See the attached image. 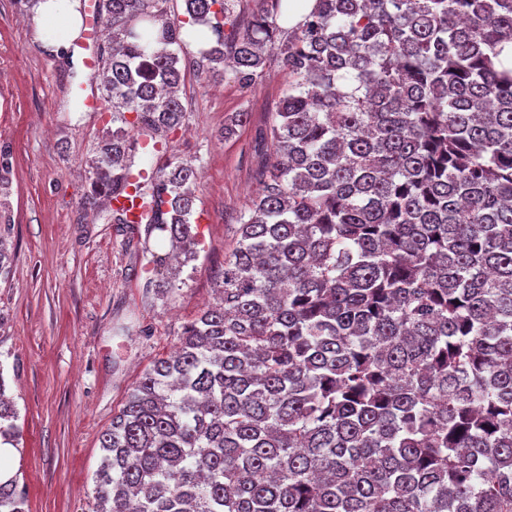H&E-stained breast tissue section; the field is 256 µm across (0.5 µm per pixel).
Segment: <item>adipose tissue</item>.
Here are the masks:
<instances>
[{
  "label": "adipose tissue",
  "mask_w": 512,
  "mask_h": 512,
  "mask_svg": "<svg viewBox=\"0 0 512 512\" xmlns=\"http://www.w3.org/2000/svg\"><path fill=\"white\" fill-rule=\"evenodd\" d=\"M80 27L73 0H39L34 9L36 39L50 53L66 52L77 39Z\"/></svg>",
  "instance_id": "ef3b65f1"
}]
</instances>
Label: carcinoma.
Returning <instances> with one entry per match:
<instances>
[{
  "label": "carcinoma",
  "mask_w": 512,
  "mask_h": 512,
  "mask_svg": "<svg viewBox=\"0 0 512 512\" xmlns=\"http://www.w3.org/2000/svg\"><path fill=\"white\" fill-rule=\"evenodd\" d=\"M166 2L99 0L116 128L83 208L182 124L186 26L215 36L204 78L249 86L274 54L288 87L219 304L100 436L96 512H512V0H315L292 30L283 0L243 25ZM198 177L173 159L139 189L156 266L195 259ZM16 420L0 366V445ZM25 506L0 481V512Z\"/></svg>",
  "instance_id": "1"
}]
</instances>
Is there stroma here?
<instances>
[{"mask_svg": "<svg viewBox=\"0 0 512 512\" xmlns=\"http://www.w3.org/2000/svg\"><path fill=\"white\" fill-rule=\"evenodd\" d=\"M32 16L28 0H0V148L10 152L12 181L0 220L14 251L0 280V369L18 415L11 471L29 512H95L100 434L144 370L171 355L182 326L213 303L236 220L259 188L288 73L273 58L254 85L207 82L192 69L197 52H181L183 123L165 150L135 158L156 170L175 157L200 173L198 254L168 283L142 255L167 244L81 207L108 129L86 58L108 33L57 57L34 41ZM243 111L247 123L225 136Z\"/></svg>", "mask_w": 512, "mask_h": 512, "instance_id": "35a3bbf8", "label": "stroma"}]
</instances>
